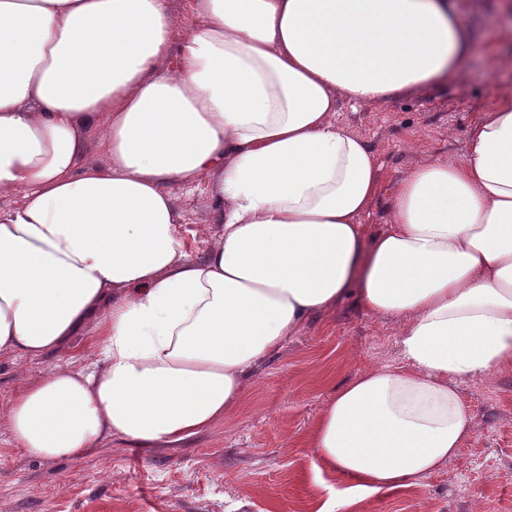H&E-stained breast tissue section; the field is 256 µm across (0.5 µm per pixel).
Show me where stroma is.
Here are the masks:
<instances>
[{
    "instance_id": "obj_1",
    "label": "stroma",
    "mask_w": 512,
    "mask_h": 512,
    "mask_svg": "<svg viewBox=\"0 0 512 512\" xmlns=\"http://www.w3.org/2000/svg\"><path fill=\"white\" fill-rule=\"evenodd\" d=\"M497 4L464 0L474 42L465 69L444 86L357 109L341 105L338 121L364 138L380 167V192L362 219L368 234L387 228L397 181L421 159L463 157L475 115L512 85L511 73L495 69L512 56V21ZM172 193L189 253L203 257L217 234L208 188ZM399 327L350 299L332 316H315L254 369L222 421L177 450L115 437L83 458L45 461L18 450L0 425V512H318L345 481L314 471L305 438L335 386L365 368L400 364ZM96 353L94 337L78 336L35 362L0 354V411L27 383ZM460 391L473 431L458 457L410 488L358 502L354 512H512V368L465 380Z\"/></svg>"
}]
</instances>
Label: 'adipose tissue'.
I'll use <instances>...</instances> for the list:
<instances>
[{
    "label": "adipose tissue",
    "instance_id": "1",
    "mask_svg": "<svg viewBox=\"0 0 512 512\" xmlns=\"http://www.w3.org/2000/svg\"><path fill=\"white\" fill-rule=\"evenodd\" d=\"M0 0V354L59 366L0 424L27 454L121 437L179 448L246 376L344 298L400 321L404 366L338 386L309 445L346 481L320 512L412 486L473 430L459 382L512 367V92L462 159L419 161L384 232L367 142L335 119L445 81L471 34L456 0ZM175 68H167L169 58ZM97 129L104 168L86 166ZM207 182L217 240L188 255L172 187Z\"/></svg>",
    "mask_w": 512,
    "mask_h": 512
}]
</instances>
